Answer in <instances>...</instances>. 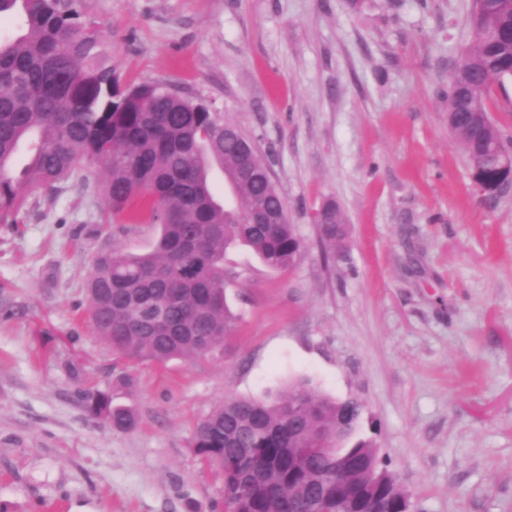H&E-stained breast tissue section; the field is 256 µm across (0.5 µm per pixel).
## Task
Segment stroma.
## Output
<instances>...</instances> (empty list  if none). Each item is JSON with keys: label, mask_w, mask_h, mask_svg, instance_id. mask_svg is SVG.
Instances as JSON below:
<instances>
[{"label": "stroma", "mask_w": 512, "mask_h": 512, "mask_svg": "<svg viewBox=\"0 0 512 512\" xmlns=\"http://www.w3.org/2000/svg\"><path fill=\"white\" fill-rule=\"evenodd\" d=\"M471 0H82L125 82L161 81L251 138L303 241L281 273L224 256L237 316L220 353L163 366L114 354L89 322L97 255L142 253L86 164L54 202L0 224V502L10 512H207L223 478L189 446L232 395L298 378L364 405L412 512H512V193L486 204L442 96ZM336 201L324 262L314 212ZM133 383H119L121 374ZM93 387L133 430L91 418ZM324 204V210L316 211L315 220L318 224L319 240L323 246L324 260L328 261L330 258L335 260L336 253L343 252L342 247L348 236V225L345 214L334 201H327Z\"/></svg>", "instance_id": "35a3bbf8"}]
</instances>
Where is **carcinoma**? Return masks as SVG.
Wrapping results in <instances>:
<instances>
[{"label":"carcinoma","mask_w":512,"mask_h":512,"mask_svg":"<svg viewBox=\"0 0 512 512\" xmlns=\"http://www.w3.org/2000/svg\"><path fill=\"white\" fill-rule=\"evenodd\" d=\"M20 19L0 39V224H16L29 195L54 198L84 161L106 168L101 191L115 219L155 224L153 249L100 253L87 281L90 323L112 350L164 365L220 351L235 317L224 288V254L249 248L267 268H290L303 250L295 225L254 224L258 206H281L268 192L256 153L226 204L212 174L234 175L244 159L234 126L203 102L159 82L122 85L99 31L82 20L80 0H0V19ZM471 44L452 69L448 129L473 178L500 197L512 168V136L485 123L489 92L512 79V0H473ZM324 260L348 236L343 211L329 201L315 216ZM86 410L127 431L134 413L100 390L79 391ZM364 406L334 400L296 380L275 397H228L195 428L190 446L223 475L224 512H336V496L317 499L318 483L344 486L352 512L379 499L403 512L406 495L380 467L371 439L356 437ZM330 448L318 453L319 439Z\"/></svg>","instance_id":"cac0c4a2"}]
</instances>
